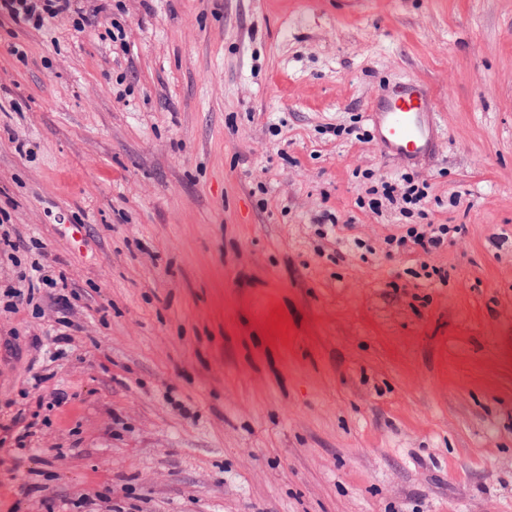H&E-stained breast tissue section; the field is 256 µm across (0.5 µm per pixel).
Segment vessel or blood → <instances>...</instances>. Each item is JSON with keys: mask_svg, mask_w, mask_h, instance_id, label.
I'll return each mask as SVG.
<instances>
[{"mask_svg": "<svg viewBox=\"0 0 512 512\" xmlns=\"http://www.w3.org/2000/svg\"><path fill=\"white\" fill-rule=\"evenodd\" d=\"M435 99L428 85L413 82L383 93L369 117L377 146L412 159L432 145Z\"/></svg>", "mask_w": 512, "mask_h": 512, "instance_id": "1", "label": "vessel or blood"}]
</instances>
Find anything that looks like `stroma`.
I'll return each instance as SVG.
<instances>
[{
	"label": "stroma",
	"mask_w": 512,
	"mask_h": 512,
	"mask_svg": "<svg viewBox=\"0 0 512 512\" xmlns=\"http://www.w3.org/2000/svg\"><path fill=\"white\" fill-rule=\"evenodd\" d=\"M72 8L0 9V286L75 326L0 313V512H512V0ZM416 80L429 153L333 134ZM404 173L429 254L358 204ZM1 9H6L18 21L33 23L37 28L45 22L71 12L70 0H2ZM450 228L447 224H413L406 230V235L399 238L389 237L387 244L397 249L408 247L409 243L419 247L424 253L438 249L448 242ZM45 265L41 264L40 262H32L31 269L35 272L40 273L39 277L37 278V282L34 283L32 279H30V276H27V273L25 271L18 272L17 279L19 281H26L28 280V297L27 301L30 303L34 298V291L39 290L41 288V285L43 286H51L56 287L58 285L57 279H53L45 274ZM29 277V278H28Z\"/></svg>",
	"instance_id": "stroma-1"
}]
</instances>
